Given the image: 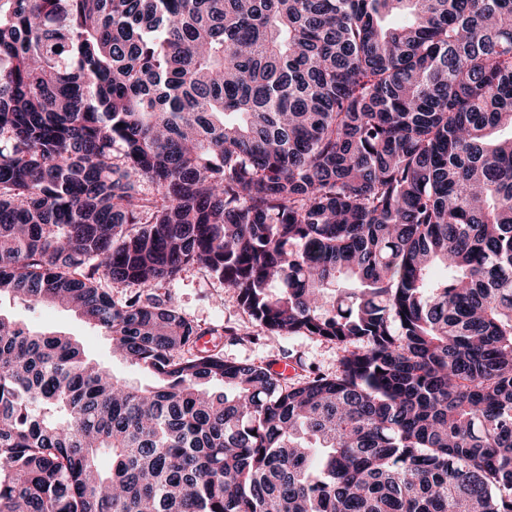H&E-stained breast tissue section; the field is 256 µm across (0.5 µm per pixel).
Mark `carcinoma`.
<instances>
[{
  "instance_id": "obj_1",
  "label": "carcinoma",
  "mask_w": 512,
  "mask_h": 512,
  "mask_svg": "<svg viewBox=\"0 0 512 512\" xmlns=\"http://www.w3.org/2000/svg\"><path fill=\"white\" fill-rule=\"evenodd\" d=\"M501 128L512 0H0V295L154 378L0 314V512H512ZM188 266L336 375L179 356ZM0 313L35 330L65 332L76 338L86 353L115 375L133 384H147L151 378L128 363L112 357V344L100 331L85 323L76 313L54 305L28 306L19 298L0 297Z\"/></svg>"
}]
</instances>
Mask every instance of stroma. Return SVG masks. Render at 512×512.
<instances>
[{
  "mask_svg": "<svg viewBox=\"0 0 512 512\" xmlns=\"http://www.w3.org/2000/svg\"><path fill=\"white\" fill-rule=\"evenodd\" d=\"M158 298L171 302L202 331L194 352L211 351L229 361H246L279 369L287 366L289 382L314 374H335L340 351L334 343L316 336L277 337L267 333L239 304L236 294L208 272L184 269L175 279L154 287ZM0 314L36 330L65 332L76 338L86 353L115 375L133 384L150 378L112 355L110 340L76 313L54 305L31 306L8 295L0 297Z\"/></svg>",
  "mask_w": 512,
  "mask_h": 512,
  "instance_id": "35a3bbf8",
  "label": "stroma"
}]
</instances>
